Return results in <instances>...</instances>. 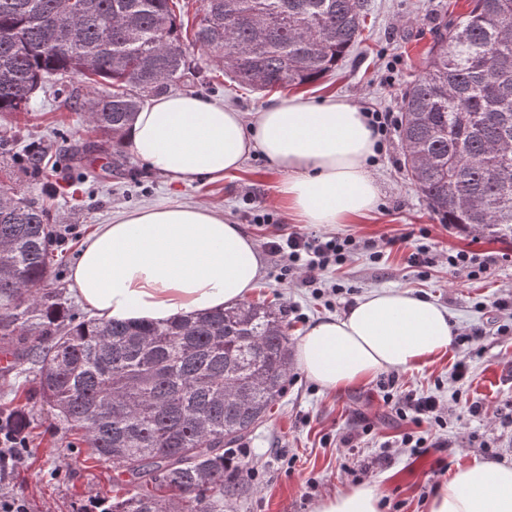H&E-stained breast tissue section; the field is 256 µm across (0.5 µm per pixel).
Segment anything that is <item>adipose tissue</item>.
Listing matches in <instances>:
<instances>
[{
    "label": "adipose tissue",
    "mask_w": 512,
    "mask_h": 512,
    "mask_svg": "<svg viewBox=\"0 0 512 512\" xmlns=\"http://www.w3.org/2000/svg\"><path fill=\"white\" fill-rule=\"evenodd\" d=\"M377 138L347 98H279L255 115L223 102L165 94L141 108L122 143L152 170L177 179L223 178L261 152L279 173L278 199L303 224H350L372 212L379 188L369 164ZM260 274L255 243L200 204L116 212L85 241L71 277L104 320L164 323L238 306ZM452 343L447 310L397 289L374 291L348 312L313 322L296 360L319 387L337 391L417 367ZM363 482L320 499L315 512H381ZM427 512H512V463L457 467Z\"/></svg>",
    "instance_id": "1"
}]
</instances>
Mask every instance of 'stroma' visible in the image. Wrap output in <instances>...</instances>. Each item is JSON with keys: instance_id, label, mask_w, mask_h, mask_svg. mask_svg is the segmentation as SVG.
Masks as SVG:
<instances>
[{"instance_id": "stroma-1", "label": "stroma", "mask_w": 512, "mask_h": 512, "mask_svg": "<svg viewBox=\"0 0 512 512\" xmlns=\"http://www.w3.org/2000/svg\"><path fill=\"white\" fill-rule=\"evenodd\" d=\"M468 4L469 0H369L362 37L334 72L312 84L269 93L238 87L204 51L192 45L187 51L211 78L208 98L244 112L258 111L271 98L293 93L315 100L346 97L371 111L397 112L406 85L422 72L439 24L465 14ZM68 94L64 88L37 95L28 112L0 118V136L12 141L11 160L28 147L41 152L39 173L11 163L9 183L18 196L52 204L60 260L44 287L59 292L70 312L80 318L87 315L71 280L81 245L98 225L109 223L117 209L203 203L262 242L266 230L254 224L253 205L276 209L279 175L261 153L250 154L240 170L217 180L179 181L154 172L127 152L110 179H100V167L88 164L78 179L64 149L92 139L93 133L83 113L69 110ZM404 153L393 134L371 158L379 202L358 223L303 225L288 214L284 229L353 234L378 244L407 233L411 245L425 243L438 254L435 266L421 269L409 266L403 249L385 253L376 263L361 250L322 278L351 289L357 299L384 288L424 296L447 309L454 329L479 331V338L471 343L451 346L446 355L398 374L396 394L434 393L447 404L448 426L438 432L439 447L404 448L390 462H378L385 443L400 441L412 428L382 401L387 374L331 392L293 365L268 418L234 448V463L247 476L238 491L225 498L224 512H314L322 497L364 481L377 485L382 512H427L429 498L456 466L482 459L512 462V313L495 306L496 301L512 297V244L439 223L408 179ZM424 229L429 232L425 238L420 235ZM458 248L496 256L494 275L481 280L450 278L447 255ZM261 263L249 300L284 311L291 342H298L314 321L347 311L348 299L328 302L313 295L277 259L265 255ZM462 354L467 357L468 374L455 382L451 373ZM38 370V365L26 363L7 373L0 371V409L25 412L28 441L21 461L0 481V493L20 495L29 512H85L94 500L111 494L112 466L91 460L77 435L55 419L46 403L34 398ZM350 434L355 440L347 448L342 440Z\"/></svg>"}]
</instances>
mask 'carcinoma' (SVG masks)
<instances>
[{"instance_id":"obj_1","label":"carcinoma","mask_w":512,"mask_h":512,"mask_svg":"<svg viewBox=\"0 0 512 512\" xmlns=\"http://www.w3.org/2000/svg\"><path fill=\"white\" fill-rule=\"evenodd\" d=\"M0 0V116L29 111L49 83L118 154L146 99L203 70L174 0ZM367 0H202L192 43L241 86L266 92L336 69ZM407 175L443 224L512 243V0H471L402 95ZM56 241L48 209L0 180V345L39 366L38 393L82 433L113 483L88 512H223L228 458L268 415L288 375V325L264 304L165 324L76 321L41 288Z\"/></svg>"}]
</instances>
